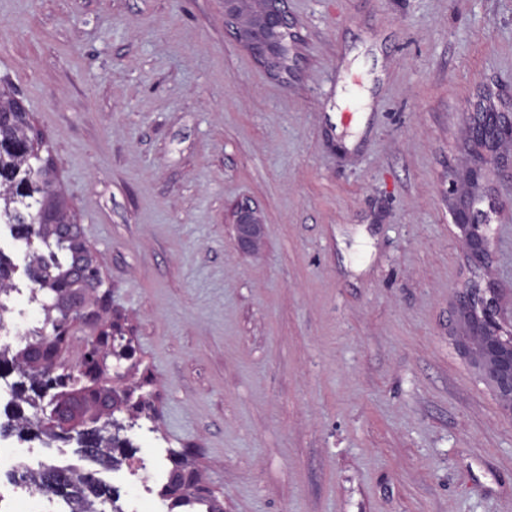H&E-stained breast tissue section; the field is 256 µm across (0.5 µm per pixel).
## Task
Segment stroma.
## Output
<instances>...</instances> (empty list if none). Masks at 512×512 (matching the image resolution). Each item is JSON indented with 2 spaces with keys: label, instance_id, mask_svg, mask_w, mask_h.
Listing matches in <instances>:
<instances>
[{
  "label": "stroma",
  "instance_id": "stroma-1",
  "mask_svg": "<svg viewBox=\"0 0 512 512\" xmlns=\"http://www.w3.org/2000/svg\"><path fill=\"white\" fill-rule=\"evenodd\" d=\"M286 8L276 75L224 0H0V91L112 287L90 304L137 350L119 388L151 403L121 461L149 493L99 477L167 512L172 448L224 512H512V410L457 349L463 291L512 317V175L474 202L484 261L455 223L468 114H512V0ZM0 448L94 469L72 442ZM234 224H236L238 241L243 246L252 248L258 244L257 233L263 222L250 204L241 203L238 206Z\"/></svg>",
  "mask_w": 512,
  "mask_h": 512
}]
</instances>
